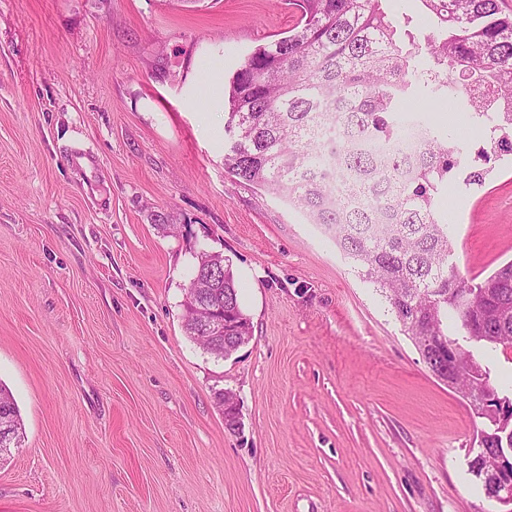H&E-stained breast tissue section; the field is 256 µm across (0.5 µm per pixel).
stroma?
<instances>
[{
  "label": "stroma",
  "instance_id": "obj_1",
  "mask_svg": "<svg viewBox=\"0 0 512 512\" xmlns=\"http://www.w3.org/2000/svg\"><path fill=\"white\" fill-rule=\"evenodd\" d=\"M424 44L421 0H385ZM287 0H0V383L23 435L0 512H500L469 471L481 418L430 372L321 226L224 166V98ZM429 119L475 158L448 101ZM436 198L450 261L512 260V155ZM253 332L187 336L201 252ZM230 394L238 430L224 425Z\"/></svg>",
  "mask_w": 512,
  "mask_h": 512
}]
</instances>
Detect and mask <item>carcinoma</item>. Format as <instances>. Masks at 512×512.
<instances>
[{"instance_id":"obj_1","label":"carcinoma","mask_w":512,"mask_h":512,"mask_svg":"<svg viewBox=\"0 0 512 512\" xmlns=\"http://www.w3.org/2000/svg\"><path fill=\"white\" fill-rule=\"evenodd\" d=\"M437 24L424 50L404 49L383 0H288V35L258 46L230 80L224 166L322 226L363 280L379 290L414 343L457 322L476 348H512V262L480 282L448 263V224L434 207L448 179L485 184L488 171L462 164L461 145L403 102L461 100L495 153H512V16L499 0H422ZM490 86L488 99L473 92ZM422 133L413 156L399 145ZM213 289L224 310V342L205 339L196 310L185 332L207 352L229 356L252 336L234 274L219 254L200 256L197 293ZM457 393L478 408L480 438L495 448L512 432V398L490 370L458 355ZM22 419L0 385V448L13 447Z\"/></svg>"}]
</instances>
